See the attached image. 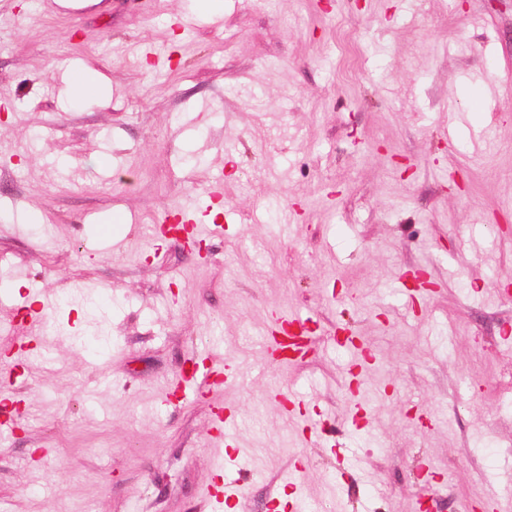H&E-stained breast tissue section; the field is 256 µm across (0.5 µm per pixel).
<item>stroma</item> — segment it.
<instances>
[{"label": "stroma", "instance_id": "obj_1", "mask_svg": "<svg viewBox=\"0 0 512 512\" xmlns=\"http://www.w3.org/2000/svg\"><path fill=\"white\" fill-rule=\"evenodd\" d=\"M222 2L0 0V512H215L220 405L230 512L299 462L322 512H477L512 469V0ZM190 199L224 226L202 254L151 233ZM37 300L66 336L17 372ZM276 312L310 318L305 361L265 358ZM339 327L374 357L355 393ZM229 342L246 385L164 401ZM213 430L218 434L215 439L220 443L234 442L239 430V415L232 414L227 408H218ZM239 452L240 453L235 458L230 459L226 463L235 464L237 459L248 456L246 448H239ZM226 463H224V457H221L218 460L216 463V470L220 473L218 475L220 480L210 484L204 492L206 497L214 500L217 504H219L221 508H224V504L225 506L229 507L230 501L237 498L240 493L238 485L231 482H224V479L222 478Z\"/></svg>", "mask_w": 512, "mask_h": 512}]
</instances>
